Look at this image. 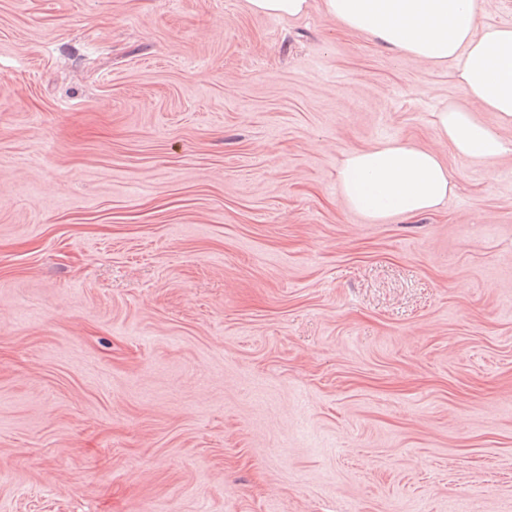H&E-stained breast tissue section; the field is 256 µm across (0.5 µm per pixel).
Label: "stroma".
<instances>
[{
  "label": "stroma",
  "mask_w": 512,
  "mask_h": 512,
  "mask_svg": "<svg viewBox=\"0 0 512 512\" xmlns=\"http://www.w3.org/2000/svg\"><path fill=\"white\" fill-rule=\"evenodd\" d=\"M437 67L247 0H0V512H512V156ZM436 151L373 222L344 152ZM434 128L439 140L448 142L455 155L473 164L490 166L512 155V140L498 127L479 120L473 112L448 100L435 114ZM337 183L348 208L373 221L434 210L453 187L436 152L398 139L344 153Z\"/></svg>",
  "instance_id": "35a3bbf8"
}]
</instances>
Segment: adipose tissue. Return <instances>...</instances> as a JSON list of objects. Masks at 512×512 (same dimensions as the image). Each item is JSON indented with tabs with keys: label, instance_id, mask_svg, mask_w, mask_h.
<instances>
[{
	"label": "adipose tissue",
	"instance_id": "1",
	"mask_svg": "<svg viewBox=\"0 0 512 512\" xmlns=\"http://www.w3.org/2000/svg\"><path fill=\"white\" fill-rule=\"evenodd\" d=\"M320 7L340 29L437 66L454 65L468 99L496 113L499 124L487 125L451 100L435 114L438 139L478 165L512 155V140L500 132L512 126V25L483 23L479 0H321ZM337 183L348 208L373 221L419 216L452 191L436 152L398 139L344 153Z\"/></svg>",
	"mask_w": 512,
	"mask_h": 512
}]
</instances>
